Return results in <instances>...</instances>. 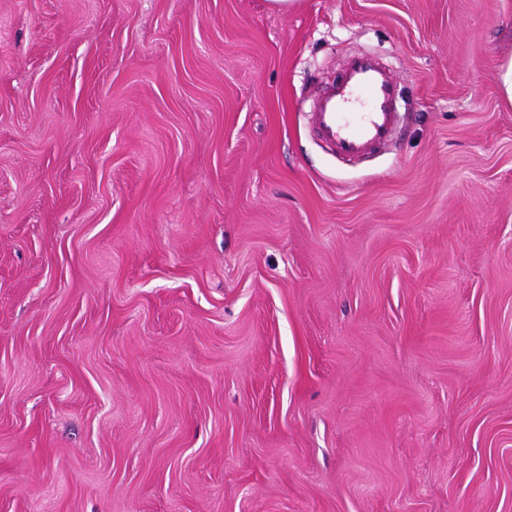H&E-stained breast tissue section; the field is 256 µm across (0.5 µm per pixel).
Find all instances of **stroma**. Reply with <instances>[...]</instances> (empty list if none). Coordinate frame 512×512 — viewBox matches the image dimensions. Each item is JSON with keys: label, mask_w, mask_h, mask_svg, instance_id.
Wrapping results in <instances>:
<instances>
[{"label": "stroma", "mask_w": 512, "mask_h": 512, "mask_svg": "<svg viewBox=\"0 0 512 512\" xmlns=\"http://www.w3.org/2000/svg\"><path fill=\"white\" fill-rule=\"evenodd\" d=\"M511 57L512 0H0V512H512ZM364 101L366 112H350ZM397 83L370 56L348 59L330 93L319 99L314 123L343 155H358L393 137L399 122Z\"/></svg>", "instance_id": "1"}]
</instances>
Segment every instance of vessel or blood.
Returning a JSON list of instances; mask_svg holds the SVG:
<instances>
[{"mask_svg": "<svg viewBox=\"0 0 512 512\" xmlns=\"http://www.w3.org/2000/svg\"><path fill=\"white\" fill-rule=\"evenodd\" d=\"M314 123L343 155H358L392 138L399 122L397 83L372 57L348 59Z\"/></svg>", "mask_w": 512, "mask_h": 512, "instance_id": "vessel-or-blood-1", "label": "vessel or blood"}]
</instances>
